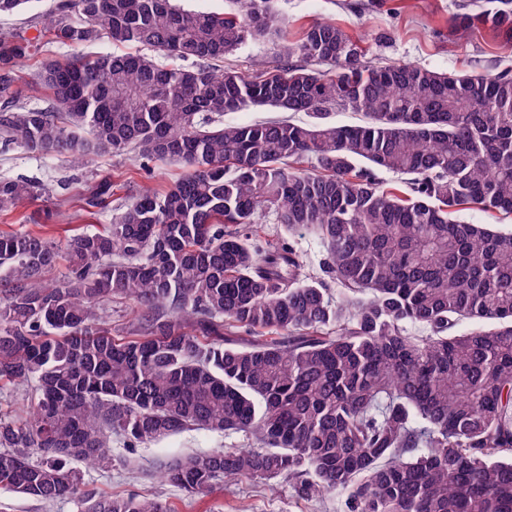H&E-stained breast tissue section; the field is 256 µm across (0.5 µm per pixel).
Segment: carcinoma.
Returning <instances> with one entry per match:
<instances>
[{"mask_svg":"<svg viewBox=\"0 0 512 512\" xmlns=\"http://www.w3.org/2000/svg\"><path fill=\"white\" fill-rule=\"evenodd\" d=\"M450 23L512 46V0ZM281 26L276 0L222 13L63 0L41 34L0 35L1 140L81 163L134 147L189 168L63 247L0 233V382L34 383L29 414L0 417L1 490L76 512H175L90 490L85 473L112 468L114 433L133 447L202 429L260 447L164 463L159 478L191 494L282 480L303 501L343 494L345 512H512V231L454 218L512 215V75L373 66L334 23L295 42ZM44 33L114 52L44 61L50 104L30 106L15 67ZM261 39L278 42L266 72L205 67ZM247 107L310 121L218 125ZM339 109L367 121L330 122ZM382 170L408 176L405 190ZM44 192L0 179V212ZM269 213L317 234L336 299L302 278L292 246L253 242ZM116 296L137 307L126 336L100 314Z\"/></svg>","mask_w":512,"mask_h":512,"instance_id":"obj_1","label":"carcinoma"}]
</instances>
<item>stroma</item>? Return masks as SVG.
<instances>
[{"label": "stroma", "mask_w": 512, "mask_h": 512, "mask_svg": "<svg viewBox=\"0 0 512 512\" xmlns=\"http://www.w3.org/2000/svg\"><path fill=\"white\" fill-rule=\"evenodd\" d=\"M468 0H278L285 21L284 33L298 40L317 21L342 27L357 40L367 61L375 65L409 63L428 69L511 72L512 47L496 41L489 31L468 38L452 36L449 19ZM186 166L175 160L146 161L137 151H101L86 165L65 155L42 156L15 144L0 142V178H24L40 182L49 195L26 200L13 212L0 213V231L24 230L66 244L86 228L111 223L135 191L164 189L182 178ZM108 180L112 193L104 208L88 209L84 199L91 186ZM259 244L288 243L297 252L304 275L322 280L325 252L309 230L288 234L266 218L257 227ZM255 438L242 433L216 434L191 430L169 439L128 449L120 437L112 439L111 469L89 472L92 488L113 494H138L167 500L176 512H344V499L333 494L306 502L293 497L287 483L270 491L260 482L244 481L217 489L205 497H189L181 489L160 482L156 468L171 457L215 448L256 447Z\"/></svg>", "instance_id": "obj_1"}]
</instances>
